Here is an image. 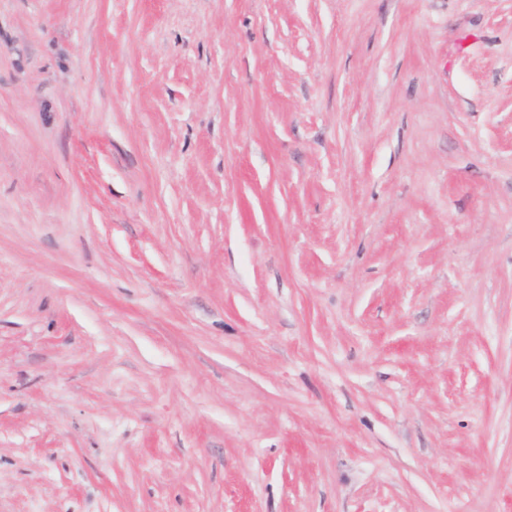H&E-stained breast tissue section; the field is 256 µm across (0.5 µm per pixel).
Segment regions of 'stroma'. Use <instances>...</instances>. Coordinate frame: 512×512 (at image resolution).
I'll return each mask as SVG.
<instances>
[{
  "mask_svg": "<svg viewBox=\"0 0 512 512\" xmlns=\"http://www.w3.org/2000/svg\"><path fill=\"white\" fill-rule=\"evenodd\" d=\"M0 512H512V0H0Z\"/></svg>",
  "mask_w": 512,
  "mask_h": 512,
  "instance_id": "1",
  "label": "stroma"
}]
</instances>
